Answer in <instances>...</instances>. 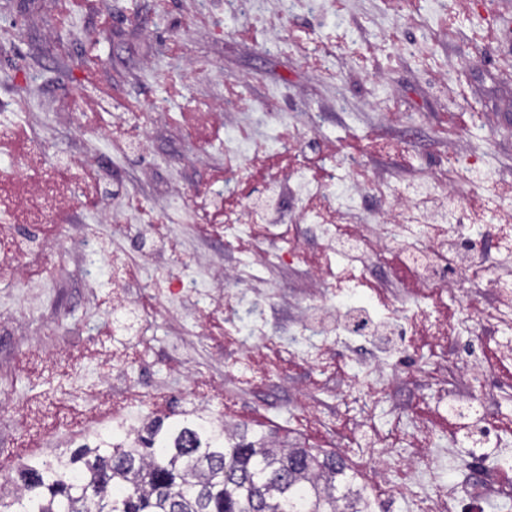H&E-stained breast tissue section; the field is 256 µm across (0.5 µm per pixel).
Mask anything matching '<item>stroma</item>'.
I'll return each mask as SVG.
<instances>
[{"instance_id":"1","label":"stroma","mask_w":512,"mask_h":512,"mask_svg":"<svg viewBox=\"0 0 512 512\" xmlns=\"http://www.w3.org/2000/svg\"><path fill=\"white\" fill-rule=\"evenodd\" d=\"M102 15L109 26L99 25ZM244 27L253 33L245 41ZM481 28L496 42L476 41ZM0 123L24 131L0 141V407L9 412L0 462L92 442L112 428L114 403L145 380L163 399L139 409L140 423L198 406L338 452L370 482L376 512H416L422 490L389 498L402 474L374 482L364 441L403 460L447 449L437 479L460 499L450 512H468L461 499L475 473L512 461V432L496 426L512 419V379L500 368L489 371L496 405L479 421L490 432L484 446L447 425L442 400L467 367L484 365L486 348L512 366V333L495 330L488 296L471 302L475 331L445 339L453 294L414 287L392 263L380 296L353 286L336 304L377 318L403 297L431 310L422 330L357 340L385 367H400L403 384L364 406L362 392L343 390L328 342L322 369L280 360L274 373L288 386L272 390L250 361L235 376L224 372L235 344L215 331L224 296L211 276L241 252L198 231L223 217L225 182L236 198L253 197L264 184L259 155L284 153L289 171L335 172L334 197L353 169L366 172L352 210L324 209L331 224H361L384 209L370 181L421 191L434 176L464 197L461 223L512 225V0H82L64 17L56 0H0ZM231 133L246 139V153L228 149ZM96 165L104 171L91 203L85 172ZM285 190L288 208L264 238L325 254L324 240L298 220L310 196L292 183ZM41 208L74 225L62 256L23 248L22 226ZM154 220L177 250L154 234ZM87 225L98 247L84 242ZM117 266L140 274L116 277ZM151 268L196 288L159 302ZM319 287L302 268L264 271L239 309L273 303L275 344L294 335Z\"/></svg>"}]
</instances>
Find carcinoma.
Instances as JSON below:
<instances>
[{"label":"carcinoma","mask_w":512,"mask_h":512,"mask_svg":"<svg viewBox=\"0 0 512 512\" xmlns=\"http://www.w3.org/2000/svg\"><path fill=\"white\" fill-rule=\"evenodd\" d=\"M3 483V512H375L338 453L200 417L28 457Z\"/></svg>","instance_id":"obj_1"}]
</instances>
